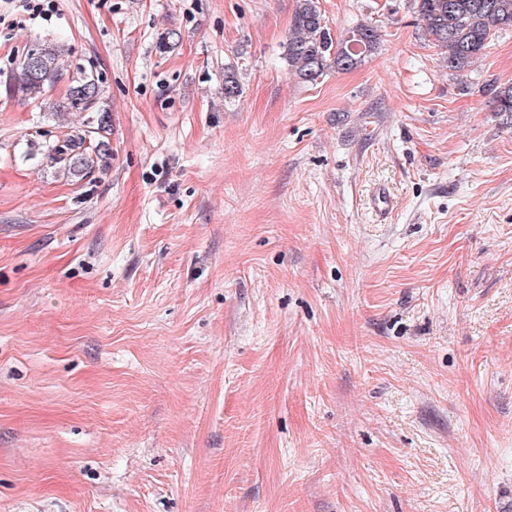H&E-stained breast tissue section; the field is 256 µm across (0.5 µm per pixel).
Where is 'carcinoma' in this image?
<instances>
[{
	"instance_id": "carcinoma-1",
	"label": "carcinoma",
	"mask_w": 512,
	"mask_h": 512,
	"mask_svg": "<svg viewBox=\"0 0 512 512\" xmlns=\"http://www.w3.org/2000/svg\"><path fill=\"white\" fill-rule=\"evenodd\" d=\"M424 35L442 54L448 73L462 76L482 56L492 38L512 31V0H414ZM381 34L369 24H359L340 39H333L319 8V0H296L284 59L289 72L303 83H313L332 67L347 71L357 67L378 46ZM40 70L26 63L11 77L6 92H21L31 100L44 96L49 83L65 75L67 65L57 46L46 43L34 49ZM65 94L49 108L55 112H94L100 95L99 79L80 67L68 74ZM241 85L230 67L224 68V98L240 96ZM497 112L512 113V84L490 89ZM105 144L87 145L86 133H68L46 146L47 163L73 177L94 172L95 159L103 157Z\"/></svg>"
}]
</instances>
